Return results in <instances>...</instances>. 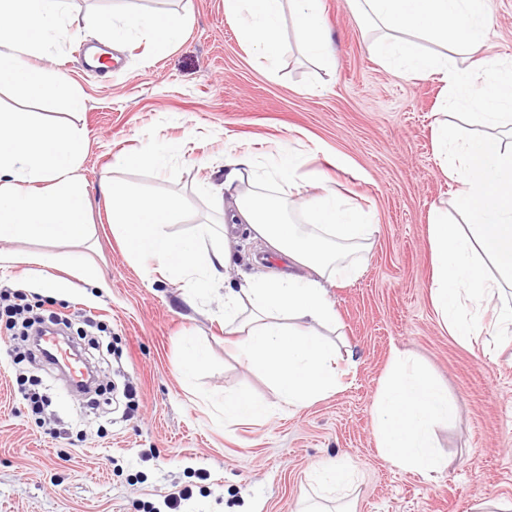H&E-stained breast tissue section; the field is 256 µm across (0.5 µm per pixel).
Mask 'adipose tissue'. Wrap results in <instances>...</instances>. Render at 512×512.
I'll use <instances>...</instances> for the list:
<instances>
[{"instance_id":"adipose-tissue-1","label":"adipose tissue","mask_w":512,"mask_h":512,"mask_svg":"<svg viewBox=\"0 0 512 512\" xmlns=\"http://www.w3.org/2000/svg\"><path fill=\"white\" fill-rule=\"evenodd\" d=\"M377 30L371 51L410 77L442 84L447 98L473 110L490 127L512 126V64L478 54L487 39L493 0H355ZM291 9L305 52L331 63L321 0H225L226 13L266 63L285 51L280 35L284 9ZM66 0H0V84L21 98L56 97L72 111L82 97L47 69L27 60L57 32ZM180 17L129 13L112 25V39L126 41L147 31L158 42H176ZM450 47L447 55L424 50L425 42ZM442 169L455 185L467 219L448 221L445 209L431 216L432 299L449 332L469 342L476 332L466 303L484 305L512 283V141L487 136L458 143L447 125L435 130ZM82 140L71 127L44 125L27 112L0 113V240L86 239L88 198L76 174ZM303 152L291 150L259 167L255 154H224V191L233 199L222 225H197L188 238L167 231L182 208L179 198H144L103 180L114 228L135 259L156 263L194 289L222 286L231 262L228 228L245 224L292 270L243 276L224 295V330L237 337V351L251 369L265 374L289 407L300 409L338 389L335 348L321 335L336 325L337 312L324 283L333 274L353 278L357 253L369 248L377 226L370 210L342 202L329 184L305 194ZM297 197L304 225L290 223V197ZM309 275L296 274V267ZM447 391L420 368L394 354L373 407V434L388 461L425 477L444 465L434 445L438 422L453 417Z\"/></svg>"}]
</instances>
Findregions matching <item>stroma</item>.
I'll use <instances>...</instances> for the list:
<instances>
[{
    "label": "stroma",
    "mask_w": 512,
    "mask_h": 512,
    "mask_svg": "<svg viewBox=\"0 0 512 512\" xmlns=\"http://www.w3.org/2000/svg\"><path fill=\"white\" fill-rule=\"evenodd\" d=\"M336 48L328 69L303 51L285 15L286 51L275 65L241 38L224 0H68L67 23L31 66L61 72L82 96V111L53 99H17L0 84V112L74 125L84 153L78 173L94 234L86 241H0V290L19 292L45 312L98 324L94 356L114 391L109 404L73 394L54 366L26 369L0 317V512H296L319 464L347 461L354 472L351 512H471L479 499L512 500V345L482 323L459 343L431 297L429 239L433 207L453 209L433 129L441 84L413 79L369 49L371 34L349 0H322ZM187 13L181 40L158 48L131 35L111 71L84 67L82 49L96 25L126 13ZM480 55L512 62V0H496ZM172 147L165 172L116 168L118 153ZM237 148L277 155L303 150L309 170L332 174L344 198L371 208L378 231L359 256L361 275L325 288L339 324L325 331L339 352L340 389L294 410L267 380L242 364L224 338V294L185 301V282L148 260H133L112 231L102 175L137 193L177 196L183 208L168 226L177 237L224 216L208 195L224 182V154ZM233 262L265 274L284 268L245 225L230 231ZM60 257L44 289L38 266L23 256ZM98 267L105 288L84 287L74 268ZM205 360L192 378L179 372L186 337ZM423 365L448 391L456 413L435 429L446 462L427 480L384 460L372 406L393 352ZM248 391L270 410L262 422L225 425V395ZM44 407L34 414L31 394Z\"/></svg>",
    "instance_id": "1"
}]
</instances>
